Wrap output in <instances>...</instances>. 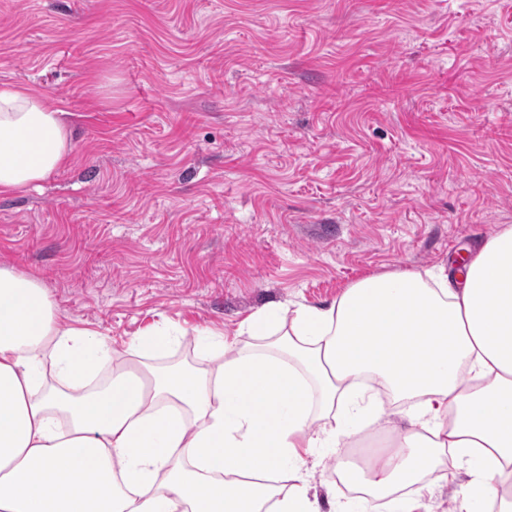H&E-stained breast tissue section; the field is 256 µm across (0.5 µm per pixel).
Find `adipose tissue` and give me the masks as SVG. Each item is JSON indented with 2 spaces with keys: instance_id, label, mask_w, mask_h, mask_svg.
<instances>
[{
  "instance_id": "ef3b65f1",
  "label": "adipose tissue",
  "mask_w": 512,
  "mask_h": 512,
  "mask_svg": "<svg viewBox=\"0 0 512 512\" xmlns=\"http://www.w3.org/2000/svg\"><path fill=\"white\" fill-rule=\"evenodd\" d=\"M73 140L60 109L0 83V195L64 167ZM258 349L206 375L152 369L172 334L139 336L100 389L92 332L57 327L44 286L0 267V512H320L302 450L339 448L407 406V427L369 467L342 474L375 501L413 512L397 490L436 475L460 512H512V225L464 269L365 277L329 308L251 314ZM52 358L63 389L43 388Z\"/></svg>"
}]
</instances>
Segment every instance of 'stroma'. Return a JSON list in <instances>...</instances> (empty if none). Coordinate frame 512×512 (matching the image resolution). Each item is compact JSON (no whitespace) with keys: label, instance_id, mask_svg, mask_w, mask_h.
I'll use <instances>...</instances> for the list:
<instances>
[{"label":"stroma","instance_id":"stroma-1","mask_svg":"<svg viewBox=\"0 0 512 512\" xmlns=\"http://www.w3.org/2000/svg\"><path fill=\"white\" fill-rule=\"evenodd\" d=\"M38 89L69 163L0 196V266L38 280L60 327L201 374L210 333L357 280L425 272L512 225V0H0V82ZM398 409L315 449L336 469L406 426Z\"/></svg>","mask_w":512,"mask_h":512}]
</instances>
